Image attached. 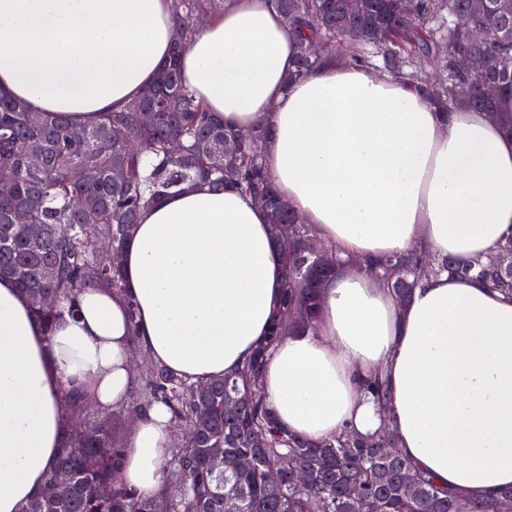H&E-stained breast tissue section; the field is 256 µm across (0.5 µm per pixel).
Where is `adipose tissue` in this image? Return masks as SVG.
Returning <instances> with one entry per match:
<instances>
[{
    "label": "adipose tissue",
    "mask_w": 512,
    "mask_h": 512,
    "mask_svg": "<svg viewBox=\"0 0 512 512\" xmlns=\"http://www.w3.org/2000/svg\"><path fill=\"white\" fill-rule=\"evenodd\" d=\"M176 36L170 0H0V90L80 126L138 98ZM296 47L274 0H227L179 67L225 127L266 128L277 191L314 238L361 260L497 254L512 237V133L468 107L439 111L411 81L365 66L329 60L289 79ZM121 268V289L80 291L49 332L0 279V512H22L43 489L68 393L103 412L125 405L137 348L192 382L223 377L265 342L282 303L266 213L219 184L144 208ZM377 373L383 412L365 387ZM262 384L281 427L308 441L387 428L453 491L512 485V296L476 278L427 277L403 303L380 278L340 269L315 329L272 349ZM173 442L165 405L139 410L121 484L158 493Z\"/></svg>",
    "instance_id": "obj_1"
}]
</instances>
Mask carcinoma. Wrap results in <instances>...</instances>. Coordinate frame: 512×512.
<instances>
[{"label":"carcinoma","mask_w":512,"mask_h":512,"mask_svg":"<svg viewBox=\"0 0 512 512\" xmlns=\"http://www.w3.org/2000/svg\"><path fill=\"white\" fill-rule=\"evenodd\" d=\"M226 0H173L178 38L169 61L154 83L125 110L107 112L82 127L75 137L66 116L44 117L0 91V276L11 278L31 305L36 320L49 332L57 308L45 307L50 298L75 299L84 288H122L123 248L138 223L142 209L168 193L214 179L248 195L266 212L273 236L288 241L283 252V310L272 324L271 336L244 366L222 378L199 385L156 364L146 367L138 403L110 413L87 400L68 396L71 415L87 431L69 429L67 446L49 474L67 473L49 496L39 492L22 512H225L227 501L238 512H497L498 502L512 498V488L491 499H473L451 492L433 477L418 471L398 452L385 453L381 445H396V437L379 431L372 436L343 433L309 442L286 432L267 407L260 378L269 351L285 336L314 327L321 282L336 266L315 267L304 250L312 238L309 225L278 195L264 165V129L249 131L245 139L224 129L207 107L195 100L183 84L178 60L202 24L224 13ZM284 22L298 39L294 69L297 79L327 59L344 58L395 77L410 79L442 111L460 106L497 113L512 132V0H486L473 10L474 0H417L410 17L387 10L385 0H362L361 12L348 16L343 0H275ZM488 31L487 39L469 44L468 28ZM323 46L320 53L310 45ZM473 57V67L459 71L455 59L462 49ZM470 83L467 99L457 97L458 83ZM487 82L498 85L489 99ZM153 106L145 123L130 113ZM180 150L171 148L173 142ZM40 145L34 162L29 145ZM155 160L149 174L143 161ZM115 169L125 176L116 180ZM41 225L33 236L28 225ZM398 267L401 276L386 286L403 302L412 297L425 274L475 275L486 285L512 294L499 280L493 260L474 267L451 257L431 258L416 253L392 257L383 264ZM305 318L293 315L295 305ZM241 407L230 411L225 401ZM154 403L166 405L174 424L187 431L184 443L172 448L164 468V490L155 496H134L121 487L115 461L122 450L117 441L121 416ZM224 450V474L213 463L214 449ZM240 457L253 459L239 468ZM279 471L271 483L269 470ZM415 486L404 483L407 471ZM307 485L299 484L300 477ZM106 486L109 495L97 489Z\"/></svg>","instance_id":"1"}]
</instances>
